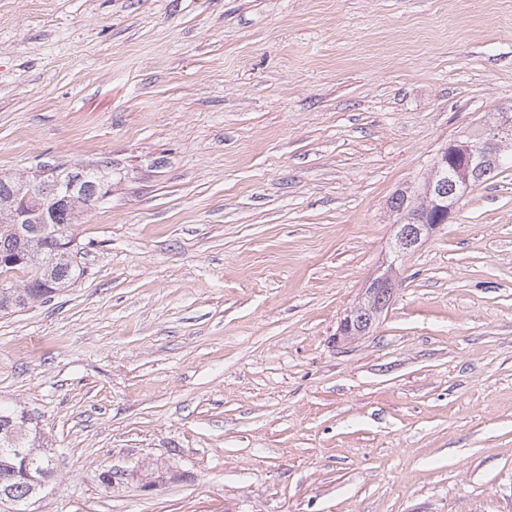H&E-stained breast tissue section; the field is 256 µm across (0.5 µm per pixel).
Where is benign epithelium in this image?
<instances>
[{"instance_id": "1", "label": "benign epithelium", "mask_w": 512, "mask_h": 512, "mask_svg": "<svg viewBox=\"0 0 512 512\" xmlns=\"http://www.w3.org/2000/svg\"><path fill=\"white\" fill-rule=\"evenodd\" d=\"M512 161V110L502 109L493 121L484 126L474 141L460 147L450 142L434 159L428 180L414 189L417 199L401 211L395 251L408 252L422 245L437 229L448 223L459 201L480 185V170L488 165ZM91 170L74 167L72 187L81 188L78 194L60 195L54 169L44 167L32 178L17 179L8 200L0 201V215L9 224H40L39 211L51 203L76 209L82 197L92 195L98 199L108 197L106 187L89 180ZM395 282L388 275L372 278L366 284L363 296L350 307L340 321L339 335L348 339L369 331L380 314L389 306L395 294Z\"/></svg>"}]
</instances>
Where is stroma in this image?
I'll list each match as a JSON object with an SVG mask.
<instances>
[{"label": "stroma", "instance_id": "obj_1", "mask_svg": "<svg viewBox=\"0 0 512 512\" xmlns=\"http://www.w3.org/2000/svg\"><path fill=\"white\" fill-rule=\"evenodd\" d=\"M510 106L512 0H0V175L112 189L0 312L27 512H512V170L402 257L388 206ZM395 288L394 280L388 275L370 279L361 300L350 307L340 321L339 336L348 339L365 335L391 303Z\"/></svg>", "mask_w": 512, "mask_h": 512}]
</instances>
